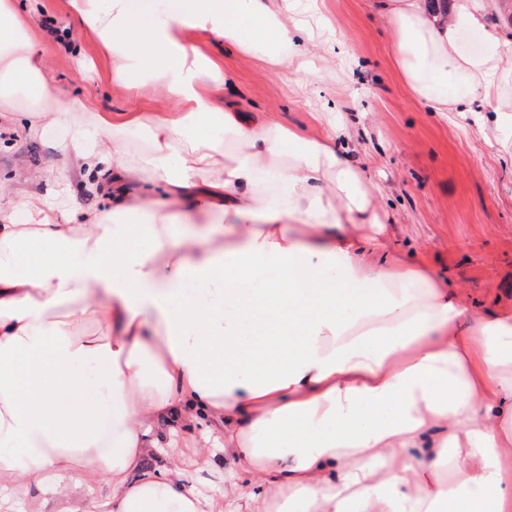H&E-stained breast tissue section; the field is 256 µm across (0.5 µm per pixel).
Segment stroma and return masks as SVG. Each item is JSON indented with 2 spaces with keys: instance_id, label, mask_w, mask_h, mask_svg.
Wrapping results in <instances>:
<instances>
[{
  "instance_id": "35a3bbf8",
  "label": "stroma",
  "mask_w": 512,
  "mask_h": 512,
  "mask_svg": "<svg viewBox=\"0 0 512 512\" xmlns=\"http://www.w3.org/2000/svg\"><path fill=\"white\" fill-rule=\"evenodd\" d=\"M300 4L319 49L306 70L283 77L223 39L197 32L196 46L234 77L226 102L299 127L312 113H328L339 144L394 219L390 248L435 269L469 309L512 306V133L484 136L473 117L444 116L415 99L375 0ZM32 24L50 72L70 97L90 98L102 112L156 108V100L104 82L90 62L91 37L74 28L69 0H42ZM60 156L54 141L29 137L22 123L0 118V183L12 186L13 200L44 189L18 180V172ZM198 437L195 430L176 435L187 480L206 495L226 480L232 463L217 443L208 455L198 453Z\"/></svg>"
}]
</instances>
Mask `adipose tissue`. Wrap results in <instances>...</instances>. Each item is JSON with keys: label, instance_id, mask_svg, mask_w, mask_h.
<instances>
[{"label": "adipose tissue", "instance_id": "1", "mask_svg": "<svg viewBox=\"0 0 512 512\" xmlns=\"http://www.w3.org/2000/svg\"><path fill=\"white\" fill-rule=\"evenodd\" d=\"M378 3L417 99L512 129V0ZM70 4L105 76L169 107L65 96L38 0H0V112L30 97L29 133L59 129L105 203L81 224L40 192L0 210V512H512V310H467L388 249L330 135L209 97L229 75L192 32L285 69L289 0ZM162 423L223 436L233 506L189 487Z\"/></svg>", "mask_w": 512, "mask_h": 512}]
</instances>
